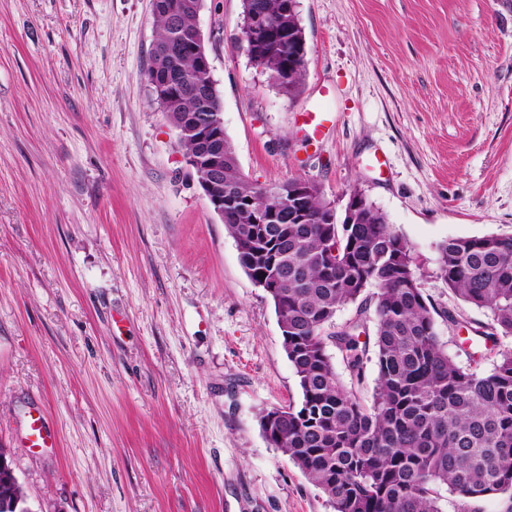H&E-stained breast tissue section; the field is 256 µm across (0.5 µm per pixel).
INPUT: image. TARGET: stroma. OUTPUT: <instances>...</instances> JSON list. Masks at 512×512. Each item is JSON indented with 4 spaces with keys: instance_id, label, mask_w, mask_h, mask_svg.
Listing matches in <instances>:
<instances>
[{
    "instance_id": "1",
    "label": "stroma",
    "mask_w": 512,
    "mask_h": 512,
    "mask_svg": "<svg viewBox=\"0 0 512 512\" xmlns=\"http://www.w3.org/2000/svg\"><path fill=\"white\" fill-rule=\"evenodd\" d=\"M298 10L293 99L240 49L241 0L197 17L243 174L363 192L454 307L438 244L512 233V0ZM155 39L152 0H0V448L34 512H329L260 431L296 376L153 100ZM38 415L54 447L26 446Z\"/></svg>"
}]
</instances>
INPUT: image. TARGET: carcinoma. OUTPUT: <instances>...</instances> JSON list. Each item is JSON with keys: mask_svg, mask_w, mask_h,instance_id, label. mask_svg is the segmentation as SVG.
Segmentation results:
<instances>
[{"mask_svg": "<svg viewBox=\"0 0 512 512\" xmlns=\"http://www.w3.org/2000/svg\"><path fill=\"white\" fill-rule=\"evenodd\" d=\"M289 0H242L241 26L251 14L271 21L274 39L248 54L267 83L298 96L306 57L298 10ZM201 0H157L156 39L147 81L170 83L153 91L174 129L220 115L215 83H199L193 46L201 41ZM224 192L240 204L224 209L246 275L270 291L282 347L293 366L301 399L262 412V435L317 487L331 512H441L440 489L457 498V512H480L478 503L503 494L512 512V233L449 238L437 246V269L457 299L491 312L474 323L455 309L439 311L425 297L409 242L385 213L364 199L367 218L336 225L319 186L307 181L309 219L303 224H254L273 193L287 195L304 182L290 178L262 186L241 173L224 138ZM264 231L268 252L288 266V279L271 283L269 266L254 260ZM356 306L336 330L337 311ZM497 347L488 372L459 366L440 342L435 316ZM374 331H369L368 322ZM365 340H360V337ZM342 355L349 378L334 368L329 346ZM377 376L363 395L368 363Z\"/></svg>", "mask_w": 512, "mask_h": 512, "instance_id": "cac0c4a2", "label": "carcinoma"}]
</instances>
